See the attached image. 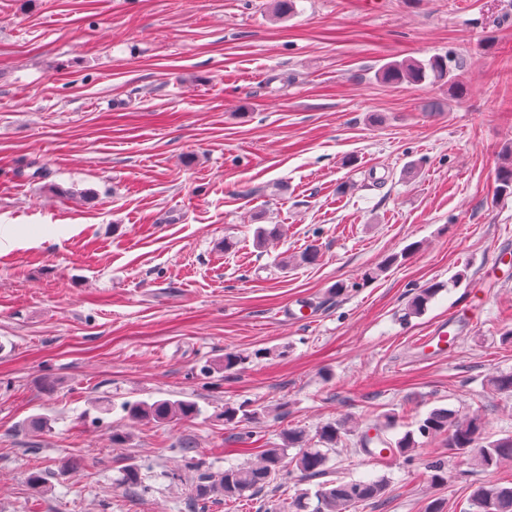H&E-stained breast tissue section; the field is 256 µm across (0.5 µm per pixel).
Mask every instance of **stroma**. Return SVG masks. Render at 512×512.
<instances>
[{
	"label": "stroma",
	"mask_w": 512,
	"mask_h": 512,
	"mask_svg": "<svg viewBox=\"0 0 512 512\" xmlns=\"http://www.w3.org/2000/svg\"><path fill=\"white\" fill-rule=\"evenodd\" d=\"M434 55L462 97L377 75ZM511 152L512 0H0V512H271L319 481L202 500L180 443L216 475L336 422L323 480L389 484L353 512H467L512 484L441 435L409 465L361 447L383 415L394 440L439 408L512 435L487 385L512 372ZM301 304L313 318L283 317ZM442 324L447 352L417 350ZM161 399L201 412L120 409ZM229 404L250 416L225 423ZM121 408L133 421L149 419L155 422H165L173 418L189 419L197 416L200 412L197 404L189 400L163 399L152 403L125 402Z\"/></svg>",
	"instance_id": "35a3bbf8"
}]
</instances>
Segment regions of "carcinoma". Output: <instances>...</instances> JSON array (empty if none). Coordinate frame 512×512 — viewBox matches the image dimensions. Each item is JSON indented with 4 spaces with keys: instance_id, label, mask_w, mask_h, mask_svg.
Returning <instances> with one entry per match:
<instances>
[{
    "instance_id": "1",
    "label": "carcinoma",
    "mask_w": 512,
    "mask_h": 512,
    "mask_svg": "<svg viewBox=\"0 0 512 512\" xmlns=\"http://www.w3.org/2000/svg\"><path fill=\"white\" fill-rule=\"evenodd\" d=\"M378 77L385 83L400 85L403 83L421 85L448 84L456 93L463 92V86L452 76L448 57L433 56L427 60L392 61L382 66ZM436 289L424 288L416 294L410 304L409 313L422 314ZM490 386L496 394L512 395V373H503L490 380ZM122 410L133 421L144 419L165 422L175 419H189L199 414L197 404L189 400L168 399L148 402H126ZM395 427V417L383 415L376 424L380 433V442L389 449V454L403 459V463L412 461L411 452L416 446L414 432L406 431L402 437L392 441L387 432ZM341 424L328 423L318 431L319 447L309 443L304 430L291 428L285 432V446L265 448L260 453L259 462L252 465L231 466L218 475L200 471L201 463L191 457H185L186 466L199 470L195 484L196 494L200 497H222L224 501L234 502L249 491H259L277 478L285 466L304 480L320 476L328 470L329 451L341 440ZM418 432L424 437L443 434L446 436L448 453L465 456L478 469L488 471L505 463L512 462V436L496 440L484 437L482 416L477 412L458 414L446 409H434L420 421ZM296 446L298 452L286 459L287 449ZM388 485L383 480H351L336 484L334 482L318 485L315 493L317 504L310 507L306 497L299 496L289 503L291 512H350L359 503H375L386 495ZM471 506L474 512H512V486L499 483L480 484L471 494Z\"/></svg>"
}]
</instances>
